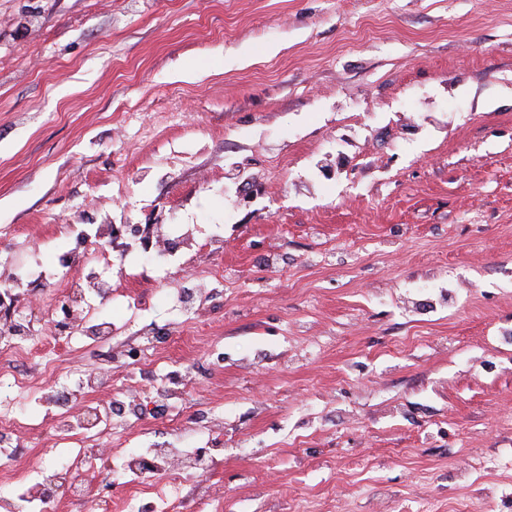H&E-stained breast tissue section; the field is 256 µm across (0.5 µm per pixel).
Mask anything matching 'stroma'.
<instances>
[{"label": "stroma", "mask_w": 512, "mask_h": 512, "mask_svg": "<svg viewBox=\"0 0 512 512\" xmlns=\"http://www.w3.org/2000/svg\"><path fill=\"white\" fill-rule=\"evenodd\" d=\"M66 224L202 245L99 265L108 375L33 283L93 248ZM1 282L31 360L0 494L90 446L53 512H129L122 457L162 444L217 451L192 512H512V0H0ZM56 383L143 413L57 445Z\"/></svg>", "instance_id": "35a3bbf8"}]
</instances>
